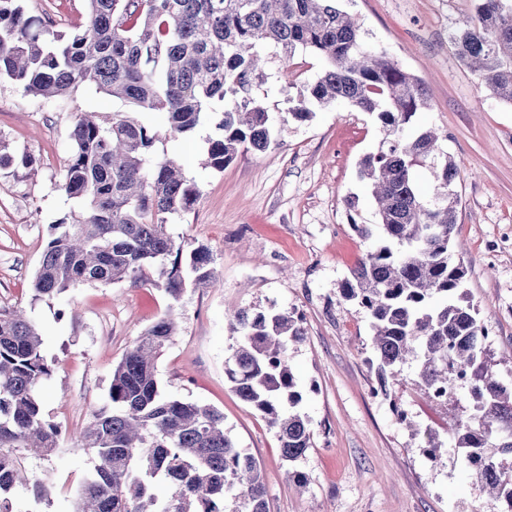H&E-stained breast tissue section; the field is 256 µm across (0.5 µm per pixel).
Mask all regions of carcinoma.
Listing matches in <instances>:
<instances>
[{"instance_id":"1","label":"carcinoma","mask_w":512,"mask_h":512,"mask_svg":"<svg viewBox=\"0 0 512 512\" xmlns=\"http://www.w3.org/2000/svg\"><path fill=\"white\" fill-rule=\"evenodd\" d=\"M86 2V27L66 36L27 14L23 0H0V78L46 98L92 84L139 111L165 114L174 137L222 102V135L208 147V164L217 170L242 149L277 145L258 91L270 64H289L300 51L318 58L322 70L292 99L295 120L338 104L376 115L384 135L361 160L359 178L377 221L349 216L358 236L376 245L345 278L340 296L368 315L381 390L412 360L426 397L466 391L468 413L451 402L448 442L427 433L426 454L438 460L457 453L483 487L512 505V473L494 460L512 455V383L494 370L489 332L462 290L466 268L454 258L460 172L440 134L414 123L427 108L421 80L370 46L338 0ZM451 43L480 85L512 106V0H477L475 14L456 22ZM156 138L131 116L106 129L88 115L76 119L60 189L85 212L51 226L32 281L34 300L88 283H143L153 268V286L173 298L183 292V246L168 232L167 216L191 208L198 193L175 160L148 159ZM419 168L434 179L430 200L417 192ZM212 262L208 248L191 251L194 287L214 282ZM229 326L237 344L225 375L294 462L311 447L288 364L289 345L305 340L302 320L290 312L233 309ZM175 331L172 315L161 316L112 370L107 402L79 433L96 464L72 512H269L260 466L224 429V414L159 389L156 361ZM52 373L24 311L1 310L0 512H14L11 495L19 487L37 504L48 500L49 489L25 462L53 454L63 432L40 397Z\"/></svg>"}]
</instances>
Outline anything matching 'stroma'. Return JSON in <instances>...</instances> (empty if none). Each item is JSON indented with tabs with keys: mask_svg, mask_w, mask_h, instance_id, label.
Instances as JSON below:
<instances>
[{
	"mask_svg": "<svg viewBox=\"0 0 512 512\" xmlns=\"http://www.w3.org/2000/svg\"><path fill=\"white\" fill-rule=\"evenodd\" d=\"M30 14L50 19L56 33L88 23L85 0H25ZM362 25L369 43L385 49L423 80L429 107L418 121L442 135V148L460 169L456 255L463 284L480 320L492 331L489 354L512 375V107L478 85L457 58L449 36L476 0H340ZM316 61L273 68L259 95L278 147L248 151L216 170L206 165L223 104L191 132L172 137L165 118L135 112L125 100L76 85L46 99L0 78V144L29 155L28 166L0 170V309L19 308L37 328L55 370L41 388L47 415L65 429L54 455L29 460L50 489L33 505L16 489L14 512H71L75 492L94 466L77 432L105 400L112 371L141 333L168 306L176 333L157 361L158 379L171 396L221 410L224 426L259 463L270 512H503L501 502L452 458L430 460L427 432L448 438V410L428 400L416 368L402 366L398 382L373 396L371 331L366 313L344 302L343 280L368 251L348 221L374 223V205L358 177L360 160L376 151L381 133L374 115L349 106L317 110L306 122L289 112L298 87L314 78ZM137 113L158 130L154 155H178L199 191L187 211L170 215V233L184 252L208 247L218 280L184 290L171 302L147 283L86 284L50 301L33 300L32 280L50 225L76 219L81 208L59 185L73 153L70 128L81 114L104 126ZM236 306L301 316L305 342L290 346L288 362L303 395L311 446L285 461L266 419L233 392L224 360L236 342L226 311ZM415 422L402 427L398 413ZM307 478L306 489L292 474Z\"/></svg>",
	"mask_w": 512,
	"mask_h": 512,
	"instance_id": "1",
	"label": "stroma"
}]
</instances>
